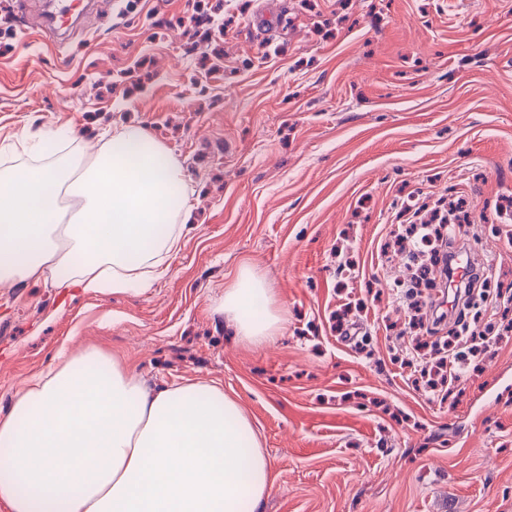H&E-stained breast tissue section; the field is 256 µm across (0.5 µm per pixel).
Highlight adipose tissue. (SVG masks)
<instances>
[{
  "instance_id": "obj_1",
  "label": "adipose tissue",
  "mask_w": 512,
  "mask_h": 512,
  "mask_svg": "<svg viewBox=\"0 0 512 512\" xmlns=\"http://www.w3.org/2000/svg\"><path fill=\"white\" fill-rule=\"evenodd\" d=\"M192 189L144 128L92 160L0 170V281L140 292L179 243ZM268 290L241 268L224 292L244 339L274 335ZM269 460L217 384L146 388L94 349L63 358L0 417V502L9 512H257Z\"/></svg>"
}]
</instances>
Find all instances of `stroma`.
<instances>
[{
  "mask_svg": "<svg viewBox=\"0 0 512 512\" xmlns=\"http://www.w3.org/2000/svg\"><path fill=\"white\" fill-rule=\"evenodd\" d=\"M39 2L0 9V165L137 123L195 192L144 291L0 283V416L93 347L148 386L232 394L271 464L260 512H512V339L429 394L413 260L390 247L415 208L460 201L456 239L512 283V0H203L201 25L193 0H101L62 50ZM244 266L282 316L260 345L221 308ZM422 304L442 342L446 292Z\"/></svg>",
  "mask_w": 512,
  "mask_h": 512,
  "instance_id": "obj_1",
  "label": "stroma"
}]
</instances>
